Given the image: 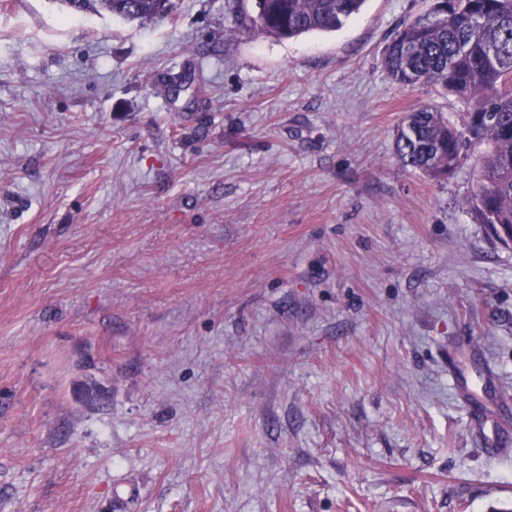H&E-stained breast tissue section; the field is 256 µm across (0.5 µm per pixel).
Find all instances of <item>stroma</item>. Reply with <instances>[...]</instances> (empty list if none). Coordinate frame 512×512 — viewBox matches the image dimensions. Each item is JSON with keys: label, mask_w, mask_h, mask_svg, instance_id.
I'll return each mask as SVG.
<instances>
[{"label": "stroma", "mask_w": 512, "mask_h": 512, "mask_svg": "<svg viewBox=\"0 0 512 512\" xmlns=\"http://www.w3.org/2000/svg\"><path fill=\"white\" fill-rule=\"evenodd\" d=\"M429 0L258 36L0 0V512H507L512 246L394 132Z\"/></svg>", "instance_id": "stroma-1"}]
</instances>
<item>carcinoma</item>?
I'll return each instance as SVG.
<instances>
[{"label": "carcinoma", "instance_id": "obj_1", "mask_svg": "<svg viewBox=\"0 0 512 512\" xmlns=\"http://www.w3.org/2000/svg\"><path fill=\"white\" fill-rule=\"evenodd\" d=\"M73 13L105 12L134 21L155 18L169 0H60ZM365 0H253L256 33L278 40L332 32ZM381 63L397 85L429 86L466 106L459 120L422 107L406 114L394 135L400 163L434 179L453 173L481 147L475 190L466 205L505 246L512 244V0H433L401 25Z\"/></svg>", "mask_w": 512, "mask_h": 512}]
</instances>
